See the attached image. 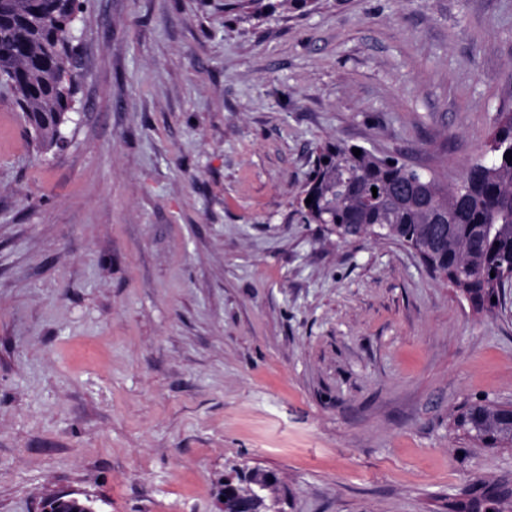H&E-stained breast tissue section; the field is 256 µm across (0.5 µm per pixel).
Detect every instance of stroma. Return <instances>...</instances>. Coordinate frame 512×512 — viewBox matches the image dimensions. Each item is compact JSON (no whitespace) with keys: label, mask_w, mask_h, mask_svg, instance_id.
I'll return each mask as SVG.
<instances>
[{"label":"stroma","mask_w":512,"mask_h":512,"mask_svg":"<svg viewBox=\"0 0 512 512\" xmlns=\"http://www.w3.org/2000/svg\"><path fill=\"white\" fill-rule=\"evenodd\" d=\"M89 0L69 145L0 91V512H452L512 487L457 430L512 405V290L473 309L410 248L296 201L329 141L444 184L512 112V0ZM242 477L241 484L235 485L236 472L224 476V497L230 499L234 512H255V505H264V512H280L274 488L276 482L263 475H256L255 469L237 470ZM244 478V479H243ZM270 504H265V500Z\"/></svg>","instance_id":"obj_1"}]
</instances>
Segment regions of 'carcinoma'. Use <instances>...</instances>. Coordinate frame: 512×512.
<instances>
[{
	"label": "carcinoma",
	"instance_id": "obj_1",
	"mask_svg": "<svg viewBox=\"0 0 512 512\" xmlns=\"http://www.w3.org/2000/svg\"><path fill=\"white\" fill-rule=\"evenodd\" d=\"M85 0H0V88L11 92L32 141L41 149H63L69 115L76 113V46L71 35ZM490 160L475 161L461 179L444 186L432 175L361 148L327 142L302 187L296 212L305 224H389L390 238L412 249L426 243L431 216L445 212L453 237L436 244L435 260L448 261L471 278L477 308L493 310L504 292L494 279L512 270V113L497 121ZM377 193H372V188ZM311 203H306L307 198ZM484 227L480 241L476 227ZM495 276H490V273ZM456 426L489 447L512 444V427L498 407L474 404ZM49 512H93L77 498H57Z\"/></svg>",
	"mask_w": 512,
	"mask_h": 512
}]
</instances>
